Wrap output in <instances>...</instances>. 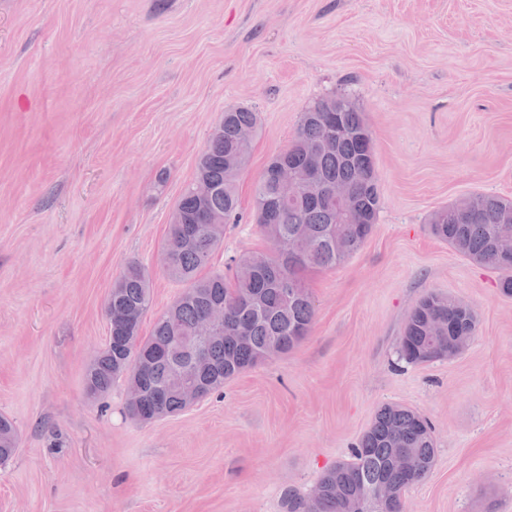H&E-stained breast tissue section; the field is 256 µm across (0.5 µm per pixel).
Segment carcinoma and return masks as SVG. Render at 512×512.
I'll list each match as a JSON object with an SVG mask.
<instances>
[{"label":"carcinoma","mask_w":512,"mask_h":512,"mask_svg":"<svg viewBox=\"0 0 512 512\" xmlns=\"http://www.w3.org/2000/svg\"><path fill=\"white\" fill-rule=\"evenodd\" d=\"M259 113L237 107L224 112L205 151L194 180L206 179L214 192L199 198L188 185L175 212L180 223L170 232L160 253L167 277L181 286L170 306L155 317L150 335L141 325L130 327L123 312L135 308L140 319L151 310L149 280L137 262L127 266L112 286V333L84 373V389L91 398L108 393L114 382L135 376L147 397L139 415L144 420L172 416L187 408L183 383L204 385L201 397L221 393L224 384L240 373L295 350L309 335L314 302L305 274L329 270L358 253L369 238L382 208L371 131L351 95L318 99L302 113L296 138L275 156L255 183L253 217L260 232L279 248L245 251L230 258L232 275L210 270L223 243L224 225L236 224L240 205L236 182L248 162L252 142L240 138L243 129L257 132ZM339 129L334 145L320 146L323 137ZM297 178L288 197L274 171ZM341 181L347 196L338 202L327 187ZM429 230L457 254L500 273L502 293L512 296V253H502L498 240L512 234V200L486 193L467 196L435 211ZM224 305V325L217 337L199 338L198 327L216 304ZM444 317L448 332L433 337L430 319ZM478 331L475 311L440 291L422 296L408 315L397 346L398 358L411 364L452 359ZM200 343L210 362L205 373L189 371L186 347L177 337ZM16 428L0 416V459L12 454ZM403 452L412 461L399 470L392 458ZM432 427L420 413L385 404L353 448L319 479L323 494L301 503L293 490L284 491V512L301 506L306 512H351L363 490L380 484L395 488L397 496L385 507L373 501L365 512H403L405 493L423 481L436 459Z\"/></svg>","instance_id":"carcinoma-1"}]
</instances>
